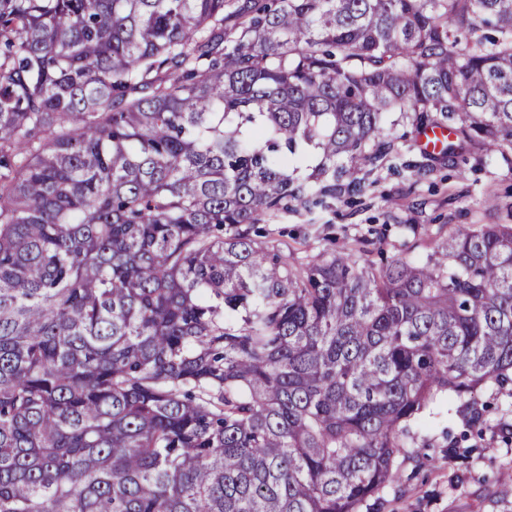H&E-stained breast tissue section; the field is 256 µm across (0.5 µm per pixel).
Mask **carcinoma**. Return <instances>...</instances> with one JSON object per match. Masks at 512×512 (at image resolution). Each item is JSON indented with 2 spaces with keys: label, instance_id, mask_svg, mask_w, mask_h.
<instances>
[{
  "label": "carcinoma",
  "instance_id": "carcinoma-1",
  "mask_svg": "<svg viewBox=\"0 0 512 512\" xmlns=\"http://www.w3.org/2000/svg\"><path fill=\"white\" fill-rule=\"evenodd\" d=\"M512 151V0H0V512H358L512 373V224L290 258L404 151Z\"/></svg>",
  "mask_w": 512,
  "mask_h": 512
}]
</instances>
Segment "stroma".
<instances>
[{
  "label": "stroma",
  "mask_w": 512,
  "mask_h": 512,
  "mask_svg": "<svg viewBox=\"0 0 512 512\" xmlns=\"http://www.w3.org/2000/svg\"><path fill=\"white\" fill-rule=\"evenodd\" d=\"M410 165L360 172V184L308 209L291 202L264 223L268 241L298 259L342 247L424 255L455 228L512 224V163L484 165L478 148ZM480 410L441 397L417 425L418 440L395 459V478L359 512H512V383L490 384Z\"/></svg>",
  "instance_id": "obj_1"
}]
</instances>
